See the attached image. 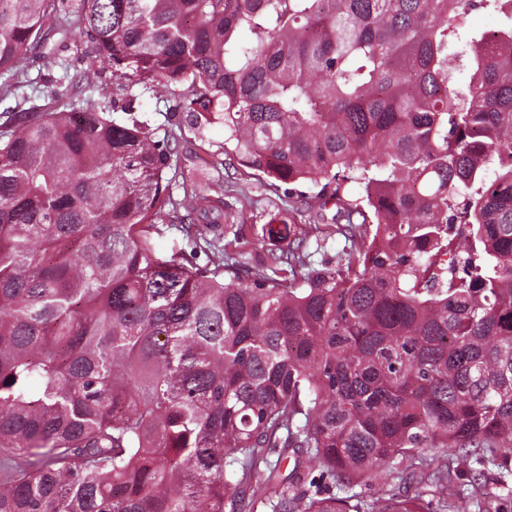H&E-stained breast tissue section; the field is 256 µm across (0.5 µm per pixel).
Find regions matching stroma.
I'll use <instances>...</instances> for the list:
<instances>
[{
	"instance_id": "1",
	"label": "stroma",
	"mask_w": 512,
	"mask_h": 512,
	"mask_svg": "<svg viewBox=\"0 0 512 512\" xmlns=\"http://www.w3.org/2000/svg\"><path fill=\"white\" fill-rule=\"evenodd\" d=\"M135 92L138 96L136 117L149 121L158 137L177 140L185 147L197 141L201 142L206 151L224 163L223 169L218 173L211 170L194 171L182 163L171 165L165 170L163 177L165 181L173 184L174 196L182 197L180 184L183 178L193 176L203 186L222 190L227 202L243 212L247 222L253 226L254 248L257 254L287 248V241L271 240L264 234V226L271 215L287 207L285 184L267 178L259 172L237 167L232 156L224 152L223 125H211L205 130L203 138H196L193 131L178 127L171 118L168 112L172 103L171 95L156 94L140 86L136 87ZM310 220L309 214H298L297 230L308 239L307 265L318 269L325 262H334L343 257L345 241L336 237L323 238L318 230L311 226Z\"/></svg>"
}]
</instances>
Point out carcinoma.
I'll return each instance as SVG.
<instances>
[{
    "mask_svg": "<svg viewBox=\"0 0 512 512\" xmlns=\"http://www.w3.org/2000/svg\"><path fill=\"white\" fill-rule=\"evenodd\" d=\"M50 43L89 68L0 126V512H499L481 473L448 485L512 461V0H0L3 87ZM137 82L319 188L265 271L224 195L163 184L171 141L114 119ZM305 210L336 263L306 268ZM395 467L373 503L331 490Z\"/></svg>",
    "mask_w": 512,
    "mask_h": 512,
    "instance_id": "cac0c4a2",
    "label": "carcinoma"
}]
</instances>
